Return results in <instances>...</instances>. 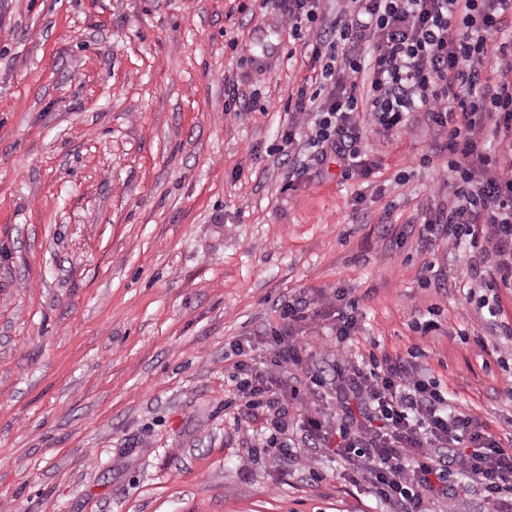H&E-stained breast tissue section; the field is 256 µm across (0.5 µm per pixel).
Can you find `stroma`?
I'll list each match as a JSON object with an SVG mask.
<instances>
[{"mask_svg":"<svg viewBox=\"0 0 512 512\" xmlns=\"http://www.w3.org/2000/svg\"><path fill=\"white\" fill-rule=\"evenodd\" d=\"M279 13L0 0V512H380L331 449L274 461L269 412L237 391L300 299L317 316L293 328L289 415L320 403L336 289L348 355H416L512 438V287L489 316L462 244L425 225L448 202L441 138L369 134L366 178L288 157V96L320 64ZM237 91L260 108L230 111Z\"/></svg>","mask_w":512,"mask_h":512,"instance_id":"obj_1","label":"stroma"}]
</instances>
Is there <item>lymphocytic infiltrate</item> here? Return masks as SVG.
Masks as SVG:
<instances>
[{"label": "lymphocytic infiltrate", "instance_id": "f902f5d3", "mask_svg": "<svg viewBox=\"0 0 512 512\" xmlns=\"http://www.w3.org/2000/svg\"><path fill=\"white\" fill-rule=\"evenodd\" d=\"M281 21L293 35L324 25L311 44L320 62L316 89L300 86L285 149L331 148L345 175H368L360 148L366 133H412L424 113L448 153V204L435 217L448 236L468 238L467 264L483 277L512 280V0H336L326 18L322 0H282ZM494 63L496 81L485 75ZM504 147L488 152L486 130ZM305 143H298L297 133ZM290 327L275 334L276 375L255 374L244 396L267 395L276 432L296 427L302 441L332 448L352 485L367 484L380 503L398 512H435L453 498L460 474L468 490L494 512H512V448L486 424L458 412L449 393L426 381L403 358H337L333 378H313L336 405L326 427L319 407H305L289 423L281 406L286 374L301 361L293 324L311 313L303 302L284 310Z\"/></svg>", "mask_w": 512, "mask_h": 512}]
</instances>
